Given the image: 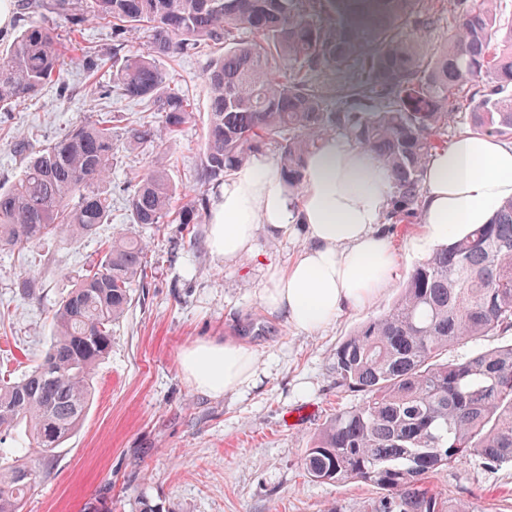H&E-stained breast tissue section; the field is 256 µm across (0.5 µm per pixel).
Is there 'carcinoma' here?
<instances>
[{
    "label": "carcinoma",
    "instance_id": "cac0c4a2",
    "mask_svg": "<svg viewBox=\"0 0 512 512\" xmlns=\"http://www.w3.org/2000/svg\"><path fill=\"white\" fill-rule=\"evenodd\" d=\"M495 0L455 16L437 52L417 33L434 24L429 0H93L92 17L112 28V87L103 91L145 101L158 124L125 131L153 145L195 121L185 94L171 87L156 58L220 46L207 80L209 119L201 159L204 182H220L278 137L277 165L288 190L302 186L308 154L336 128L354 137L391 173L386 220L415 214L421 172L448 125L456 92L486 80L471 112L474 129L512 134V31L497 52ZM29 22L0 51V111L37 95L61 73L64 50L45 13L70 19L78 35L87 15L72 0H26ZM146 28L150 48L122 53L126 32ZM246 29L251 39L237 38ZM278 60L309 68L347 69L363 61L358 82L341 98L387 99L366 119L346 107L329 112L306 76ZM24 166L0 187V249L56 235L76 244L108 223L103 187L112 171V116L71 125L43 149L18 140ZM175 188L160 171L137 175L128 195L134 224H199L208 199L174 208ZM146 247L120 234L51 311V336L23 377H0V429L24 435L0 448V512H21L27 493L51 471L63 445L86 417L97 365L112 349V326L129 310L145 269ZM512 330V199L487 224L437 248L412 270L399 299L336 347V388L361 396L311 440L303 470L327 484L361 483L380 490L361 512H479L431 486L463 455L490 466L512 462V343L448 360V348Z\"/></svg>",
    "mask_w": 512,
    "mask_h": 512
}]
</instances>
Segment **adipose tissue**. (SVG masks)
<instances>
[{
  "instance_id": "obj_1",
  "label": "adipose tissue",
  "mask_w": 512,
  "mask_h": 512,
  "mask_svg": "<svg viewBox=\"0 0 512 512\" xmlns=\"http://www.w3.org/2000/svg\"><path fill=\"white\" fill-rule=\"evenodd\" d=\"M303 175L300 195L292 196L272 162L253 158L225 177L208 237L213 252L231 260L258 233L303 235L304 247L285 270L272 271L260 300L292 327L316 332L391 283L394 254L379 226L391 206L392 177L350 137L336 135L307 157ZM421 184L425 240L464 236L512 198V141L462 132L428 158ZM179 362L196 390L215 397L248 386L257 371L252 349L234 339L197 341Z\"/></svg>"
}]
</instances>
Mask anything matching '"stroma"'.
Here are the masks:
<instances>
[{
    "mask_svg": "<svg viewBox=\"0 0 512 512\" xmlns=\"http://www.w3.org/2000/svg\"><path fill=\"white\" fill-rule=\"evenodd\" d=\"M65 63L59 81L33 99L0 112V185H10L21 165L10 146L23 139L41 149L76 121L102 109L118 116L112 175L106 189L109 221L93 237L67 244L56 237L0 250V371L21 377L45 348L48 315L104 243L126 232L147 246L146 268L127 314L112 328V350L99 364L81 428L66 442L49 478L24 500L23 512H136L147 497L162 512H359L375 488L334 485L307 478L303 457L311 438L336 410L357 403L339 392L331 369L337 345L397 299L413 267L434 251L420 219L382 224L394 256L391 288L367 306L342 312L317 332L291 327L260 302L272 270L285 267L304 245L301 237L258 235L235 260L213 253L207 224H134L127 188L144 169L166 172L186 205L220 188L199 182L210 88L206 74L217 51L159 57L175 87L193 99L195 122L168 142L128 144L124 129L154 119L148 105L103 98L112 83V31L96 20L69 45V23L47 17ZM99 54L97 70L84 66L85 50ZM32 278V295L20 289ZM235 337L257 358L249 387L222 397L197 392L179 365L183 349L199 340ZM432 484L448 496L469 499L483 512H512V464L487 465L458 458Z\"/></svg>",
    "mask_w": 512,
    "mask_h": 512,
    "instance_id": "35a3bbf8",
    "label": "stroma"
}]
</instances>
